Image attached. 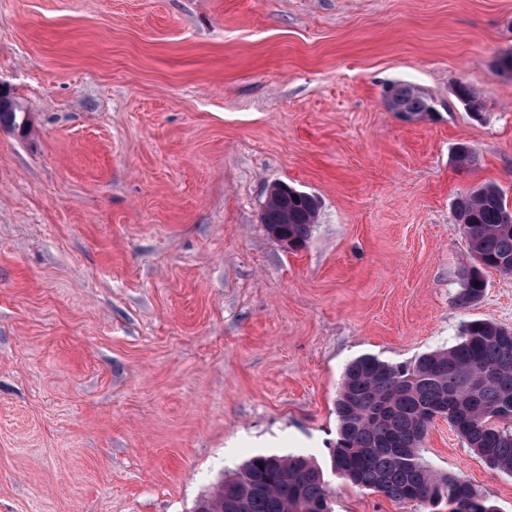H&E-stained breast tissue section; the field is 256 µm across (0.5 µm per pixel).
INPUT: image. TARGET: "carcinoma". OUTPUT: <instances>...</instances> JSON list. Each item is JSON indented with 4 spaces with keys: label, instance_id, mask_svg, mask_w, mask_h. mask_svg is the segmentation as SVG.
Listing matches in <instances>:
<instances>
[{
    "label": "carcinoma",
    "instance_id": "1",
    "mask_svg": "<svg viewBox=\"0 0 512 512\" xmlns=\"http://www.w3.org/2000/svg\"><path fill=\"white\" fill-rule=\"evenodd\" d=\"M405 110H432L430 100L406 83L390 86ZM25 113L15 97L0 100V127L24 129ZM472 148L454 153L460 168L475 163ZM315 196H284L261 214L266 228L303 246L316 223ZM471 259L460 301L482 299L481 269L512 274V208L494 183H483L453 202ZM337 438L331 468L344 480L399 502H414L423 512H498L471 483L434 471L420 448L431 422L448 425L491 467L512 473V329L483 319L465 323L459 343L425 354L410 365L365 355L345 369L336 398ZM323 471L304 455L258 454L233 477L221 481L196 512H331Z\"/></svg>",
    "mask_w": 512,
    "mask_h": 512
}]
</instances>
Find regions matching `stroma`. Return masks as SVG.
Segmentation results:
<instances>
[{
    "instance_id": "stroma-1",
    "label": "stroma",
    "mask_w": 512,
    "mask_h": 512,
    "mask_svg": "<svg viewBox=\"0 0 512 512\" xmlns=\"http://www.w3.org/2000/svg\"><path fill=\"white\" fill-rule=\"evenodd\" d=\"M510 50L512 0H0V512H195L257 454L315 459L332 512H421L334 474L336 396L361 355L512 328V275L460 305L452 214L512 205ZM276 182L320 203L296 250ZM422 456L512 512L446 420ZM392 95L398 99H390V105L393 112H410L412 114H420L423 112H430L432 106L428 97L423 94L417 87L406 83H397L389 87ZM9 94L10 91L8 90ZM26 126L25 113L15 97L11 96L4 102L0 100V127L23 130Z\"/></svg>"
}]
</instances>
